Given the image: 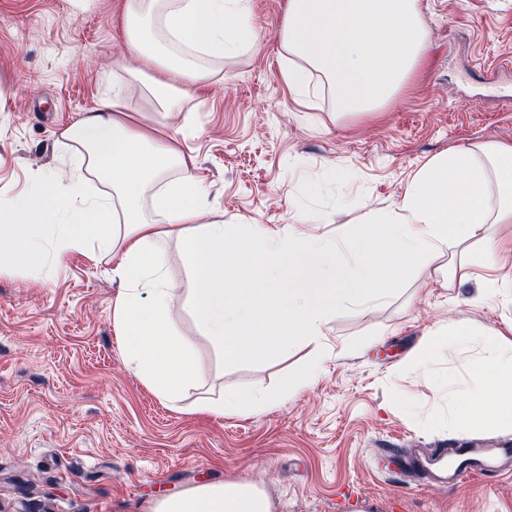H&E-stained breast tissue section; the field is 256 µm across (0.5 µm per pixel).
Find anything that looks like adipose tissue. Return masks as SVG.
Segmentation results:
<instances>
[{"label": "adipose tissue", "mask_w": 512, "mask_h": 512, "mask_svg": "<svg viewBox=\"0 0 512 512\" xmlns=\"http://www.w3.org/2000/svg\"><path fill=\"white\" fill-rule=\"evenodd\" d=\"M252 0H123L128 65L112 78V94L61 134L74 148L58 176H40L16 197L0 196V273L12 261L34 275L73 250L111 257L125 286L112 309L133 371L164 402L173 403L196 375L192 344L174 333L175 290L166 278L162 242L176 239L193 286L186 304L203 335L229 364L275 359L296 340H316L339 302L370 304L423 274L440 255L449 279H478L485 299L512 282V143L448 149L413 177L397 208L377 223L354 225L349 239L363 253L349 269L357 289L336 285L339 255L259 224L225 230L203 221L207 192L195 159L176 135L160 137L128 103L126 78L144 82L154 112L168 118L186 96L203 92L211 74L193 54L221 60L250 50ZM427 35L418 0H287L278 40L289 92L307 96L320 74L341 114L375 112L409 80ZM102 184L89 195L88 176ZM150 210H143V202ZM67 223L48 233V213ZM480 252H473V245ZM477 333L465 320L436 327L418 352L461 351ZM471 382L449 383V431L512 428V347L485 344L469 360ZM154 512H276L251 483L205 484L157 500Z\"/></svg>", "instance_id": "ef3b65f1"}]
</instances>
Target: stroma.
<instances>
[{"label":"stroma","mask_w":512,"mask_h":512,"mask_svg":"<svg viewBox=\"0 0 512 512\" xmlns=\"http://www.w3.org/2000/svg\"><path fill=\"white\" fill-rule=\"evenodd\" d=\"M286 0H252V50L208 67L188 96L182 148L208 186L205 212L317 243L383 218L434 156L512 142V0H419L420 64L377 112L339 115L320 77L312 105L280 76ZM122 0H0V195L17 196L73 148L60 137L95 107L122 59ZM447 257L385 302L340 305L317 340L287 355L228 364L187 307L174 332L196 356V381L162 403L129 368L112 326L122 290L109 258L73 251L41 281L0 275V512H151L163 495L236 480L277 512H512V475L463 472L458 483L399 484L388 451L512 443V431L452 434L449 381H469V353L412 360L436 323L465 319L483 340L512 341V285L479 299L445 288ZM320 362L313 384L283 389ZM259 392L258 414L216 418L198 404Z\"/></svg>","instance_id":"obj_1"}]
</instances>
